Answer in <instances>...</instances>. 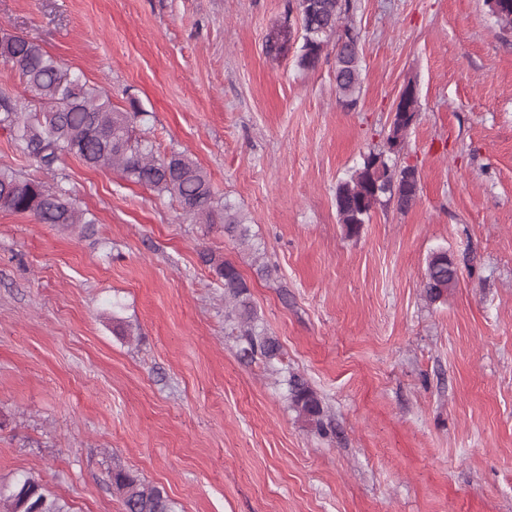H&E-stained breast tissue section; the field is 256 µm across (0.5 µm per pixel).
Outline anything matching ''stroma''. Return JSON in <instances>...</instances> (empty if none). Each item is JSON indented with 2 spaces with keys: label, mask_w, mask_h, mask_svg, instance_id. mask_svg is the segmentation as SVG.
I'll use <instances>...</instances> for the list:
<instances>
[{
  "label": "stroma",
  "mask_w": 512,
  "mask_h": 512,
  "mask_svg": "<svg viewBox=\"0 0 512 512\" xmlns=\"http://www.w3.org/2000/svg\"><path fill=\"white\" fill-rule=\"evenodd\" d=\"M362 91L338 101L334 52L298 65L273 30L289 0H0V31L40 44L136 133L187 152L249 244L179 203L67 158L87 232L0 211V485L31 476L66 512H122L130 469L175 512H512V34L485 0H349ZM419 172L357 236L336 186L382 148ZM234 263L274 365L246 358L200 254ZM446 252L459 281L423 289ZM272 273L258 274L255 255ZM304 377L327 432L292 409ZM458 280V271L448 255L434 253L430 256L424 280L426 298L430 302L440 300Z\"/></svg>",
  "instance_id": "1"
}]
</instances>
